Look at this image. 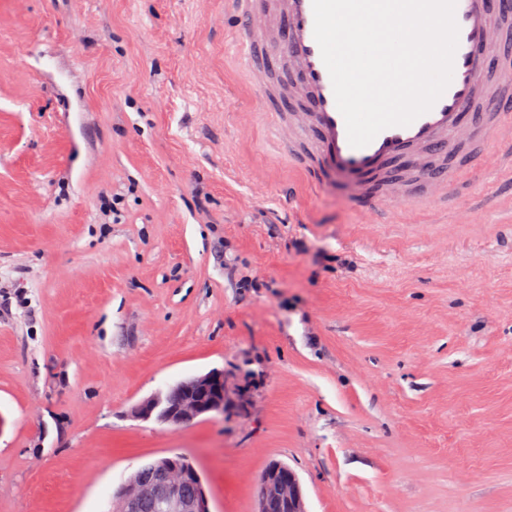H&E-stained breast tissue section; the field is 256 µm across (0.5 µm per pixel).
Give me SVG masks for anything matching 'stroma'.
Here are the masks:
<instances>
[{"instance_id":"stroma-1","label":"stroma","mask_w":512,"mask_h":512,"mask_svg":"<svg viewBox=\"0 0 512 512\" xmlns=\"http://www.w3.org/2000/svg\"><path fill=\"white\" fill-rule=\"evenodd\" d=\"M248 37L231 0H0V512H110L171 453L212 512L274 460L309 512H512V135L363 223ZM213 369L223 416L133 417Z\"/></svg>"}]
</instances>
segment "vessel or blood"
I'll return each instance as SVG.
<instances>
[{
  "instance_id": "b4317fda",
  "label": "vessel or blood",
  "mask_w": 512,
  "mask_h": 512,
  "mask_svg": "<svg viewBox=\"0 0 512 512\" xmlns=\"http://www.w3.org/2000/svg\"><path fill=\"white\" fill-rule=\"evenodd\" d=\"M492 14L490 0H456L459 37L447 89L428 112L410 125L386 128L368 145L355 148L348 141L331 78L314 38L312 0H285L278 18L279 45L306 91L303 106L309 114L308 130L320 145L324 163L360 177V211L364 217H373L387 201L377 187L380 176L392 165L411 163L416 150L429 147L443 153L453 142L475 135L491 144L506 133L501 114L492 112L476 121L468 111L480 74L492 61ZM240 20L250 33L249 40L240 46L248 59L255 44L265 38L267 19L258 12L241 15Z\"/></svg>"
}]
</instances>
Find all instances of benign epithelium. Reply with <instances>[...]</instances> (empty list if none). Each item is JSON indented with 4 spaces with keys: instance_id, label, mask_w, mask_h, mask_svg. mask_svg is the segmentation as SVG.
<instances>
[{
    "instance_id": "7a95c632",
    "label": "benign epithelium",
    "mask_w": 512,
    "mask_h": 512,
    "mask_svg": "<svg viewBox=\"0 0 512 512\" xmlns=\"http://www.w3.org/2000/svg\"><path fill=\"white\" fill-rule=\"evenodd\" d=\"M134 414L143 420L154 416L174 426L221 416L224 371L212 370L184 380L172 396L144 399ZM116 505L118 512H211L199 471L181 454L161 457L151 482L128 478L117 493ZM257 512H308L299 477L288 465L272 461L261 473Z\"/></svg>"
}]
</instances>
